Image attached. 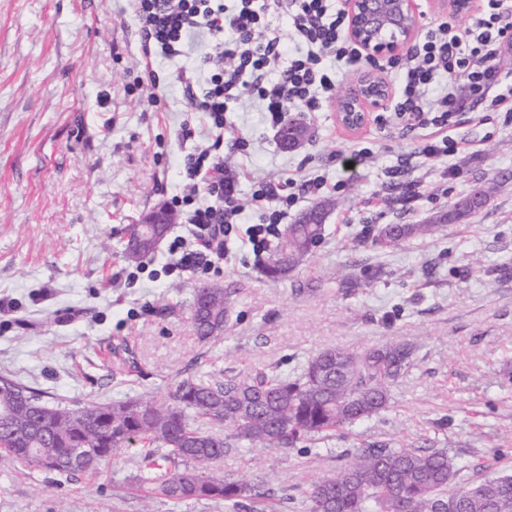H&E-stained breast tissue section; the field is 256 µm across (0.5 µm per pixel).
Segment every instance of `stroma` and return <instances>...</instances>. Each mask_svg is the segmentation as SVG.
Wrapping results in <instances>:
<instances>
[{"mask_svg":"<svg viewBox=\"0 0 512 512\" xmlns=\"http://www.w3.org/2000/svg\"><path fill=\"white\" fill-rule=\"evenodd\" d=\"M203 52L193 40L184 56L156 59L151 104L126 91L139 53L125 0H0V298L14 305L0 324V376L72 407L164 400L187 379L293 374L326 348L408 340L415 363L380 415L278 450L223 425L221 473L261 481V512H307L312 482L372 444L448 449L470 481L512 469V123L481 106L462 117L450 131L454 175L409 169L427 193L408 203L387 169L414 152L415 134L371 122L346 131L330 101L301 113L309 138L288 151L261 103L242 98L227 126L248 151L224 165L244 210L215 276L237 293L223 337L204 345L191 326L200 274L161 275L163 245L137 266L122 256L126 225L182 195L181 161L205 143L180 138L182 126L204 125L175 79ZM366 147L379 162L356 164ZM301 175L323 177L321 198L335 207L313 252L273 281L249 243L251 194ZM478 184L493 194L470 219L390 251L374 246L378 228L433 221ZM351 276L358 287H344ZM144 454L133 444L66 478L0 453V512H235L141 490Z\"/></svg>","mask_w":512,"mask_h":512,"instance_id":"stroma-1","label":"stroma"}]
</instances>
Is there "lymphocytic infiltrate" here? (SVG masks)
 I'll use <instances>...</instances> for the list:
<instances>
[{"label":"lymphocytic infiltrate","mask_w":512,"mask_h":512,"mask_svg":"<svg viewBox=\"0 0 512 512\" xmlns=\"http://www.w3.org/2000/svg\"><path fill=\"white\" fill-rule=\"evenodd\" d=\"M139 36V64L151 73L156 58L183 56L187 37L206 35L214 48L197 67L178 68L192 110L206 118V147L187 154L183 176L190 193L188 228L169 246L167 274L209 273L224 259L227 241L242 212L238 182L224 172L225 153L241 154L247 142L226 137V114L231 104L251 96L261 101L271 125L282 123L286 112L297 108L318 111L329 98L344 66L359 60L357 47L346 36V17L331 0H127ZM288 22L294 40L304 52L284 58L279 31L269 10ZM512 42V5L507 0H481L463 25L443 23L430 30L397 61L371 60L379 70L393 69L395 103L374 117L376 126L400 119L406 130L418 132L417 152L434 166L456 154L459 145L448 130L475 104L492 112H512V83L497 80L498 48ZM462 76L465 92L446 83L449 75ZM325 186L321 177L286 178L263 183L251 203L260 213L249 242L262 250L290 208Z\"/></svg>","instance_id":"lymphocytic-infiltrate-1"}]
</instances>
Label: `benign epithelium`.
<instances>
[{
	"instance_id": "1",
	"label": "benign epithelium",
	"mask_w": 512,
	"mask_h": 512,
	"mask_svg": "<svg viewBox=\"0 0 512 512\" xmlns=\"http://www.w3.org/2000/svg\"><path fill=\"white\" fill-rule=\"evenodd\" d=\"M349 37L367 56L400 52L417 34L424 12L419 0H345ZM391 89L377 72L362 70L355 86L336 105V117L348 130L369 120L368 109L383 105Z\"/></svg>"
}]
</instances>
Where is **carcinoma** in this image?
Masks as SVG:
<instances>
[{"label":"carcinoma","instance_id":"carcinoma-1","mask_svg":"<svg viewBox=\"0 0 512 512\" xmlns=\"http://www.w3.org/2000/svg\"><path fill=\"white\" fill-rule=\"evenodd\" d=\"M480 192L470 211L450 206L439 221L460 223L481 210ZM434 224H387L375 245L391 249L426 237ZM323 224H290L269 250L261 273L271 280L288 277L322 239ZM161 224H131L124 257L137 262L157 251ZM236 288L215 282L193 286V328L208 344L224 334ZM415 345L389 342L367 348H330L311 356L294 375L258 372L246 379L216 383L181 382L168 403L144 396L71 408L49 404L33 389L0 376V450L25 466L54 461L48 472L69 476L91 471L136 441L148 449L151 465L142 482L174 501L224 500L234 507L263 498L261 486L242 476L228 480L212 469L224 459V435L215 425L230 423L236 436L260 448L278 449L299 440L332 437L386 409L398 381L414 363ZM93 458L79 462L77 450ZM178 460L171 470L154 460ZM465 468L444 448L418 450L369 445L350 454L348 463L313 483L310 512H512V472L475 484L459 478Z\"/></svg>","mask_w":512,"mask_h":512}]
</instances>
